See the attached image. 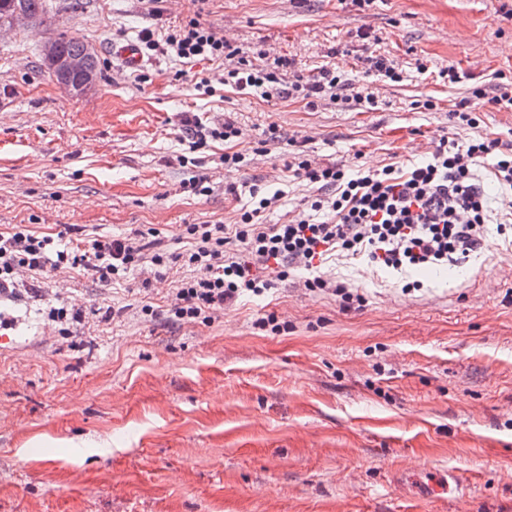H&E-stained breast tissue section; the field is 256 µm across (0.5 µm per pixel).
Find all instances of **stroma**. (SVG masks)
Masks as SVG:
<instances>
[{
  "label": "stroma",
  "instance_id": "35a3bbf8",
  "mask_svg": "<svg viewBox=\"0 0 512 512\" xmlns=\"http://www.w3.org/2000/svg\"><path fill=\"white\" fill-rule=\"evenodd\" d=\"M41 36L0 38V232L27 224L69 238L156 225L174 260L152 294L133 271L102 285L91 272L44 274L38 290L0 299V512H512V244L496 221L486 247L440 268H380L328 255L325 277L362 294L343 309L293 272L211 322L170 325L187 275L184 225L234 223L260 186L280 200L260 223L304 210L308 188L285 166L299 152L348 171L420 162L441 140L482 134L512 145V112L481 103L478 129L452 111L469 88L512 78V0H207L204 19L241 51L335 65L375 107L268 100L224 86L222 65L181 74L178 58L116 54L143 30L192 14V0H48ZM67 32L101 57L92 94L51 80L40 38ZM403 80L365 70L374 55ZM455 67L456 84L438 73ZM211 93L198 90L200 78ZM436 107L417 108L422 96ZM222 113L238 138L190 152L182 112ZM239 153L241 168L222 155ZM189 155L188 164L177 161ZM207 175V196L184 192ZM235 194L224 191L226 185ZM86 315L79 336L53 334L58 300ZM155 313L147 316L143 305ZM113 307V321L95 311ZM275 314L283 334L258 321ZM452 471L464 490L427 497Z\"/></svg>",
  "mask_w": 512,
  "mask_h": 512
}]
</instances>
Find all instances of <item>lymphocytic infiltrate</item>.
I'll return each instance as SVG.
<instances>
[{"label":"lymphocytic infiltrate","mask_w":512,"mask_h":512,"mask_svg":"<svg viewBox=\"0 0 512 512\" xmlns=\"http://www.w3.org/2000/svg\"><path fill=\"white\" fill-rule=\"evenodd\" d=\"M195 2L193 14L163 34L144 31L146 48L175 53L187 65L222 62L225 85L260 91L269 100L301 97L316 103L341 99L347 91L332 66L288 81L285 59L260 64L247 59L204 21L207 0ZM182 124L184 139L194 151L238 134L235 121L223 117L206 123L188 112ZM487 158L494 179L512 185V151L501 150L498 140L481 135L463 148L440 141L430 159L421 163L393 161L353 175L336 166L313 165L305 154H298L288 169L312 190L308 211L283 224H262L260 212L274 203L262 196L254 209L241 213L237 224L205 221L184 226L190 247L181 258L190 274L183 277L167 308L168 320L181 325L211 322L225 305L248 293L264 294L295 268L312 271V278L304 282L308 290L331 293L346 309L361 304L362 295L349 291L346 284L316 275L318 262L334 252L364 256L395 270L466 260L485 245L484 188L473 169ZM232 240L240 249L230 254L225 246ZM170 260L159 230L150 225L125 237L80 238L61 250L51 236L17 224L0 232V290L27 287L49 269L82 268L108 284L136 267L161 271Z\"/></svg>","instance_id":"f902f5d3"}]
</instances>
